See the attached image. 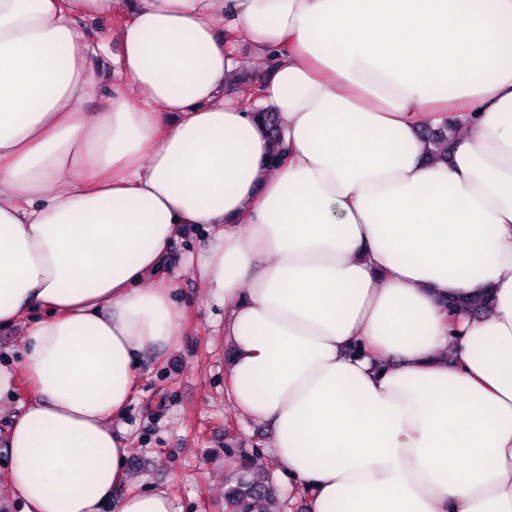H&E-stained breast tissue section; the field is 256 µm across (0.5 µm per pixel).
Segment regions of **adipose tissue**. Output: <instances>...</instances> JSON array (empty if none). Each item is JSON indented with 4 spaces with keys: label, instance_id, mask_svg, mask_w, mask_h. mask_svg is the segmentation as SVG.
<instances>
[{
    "label": "adipose tissue",
    "instance_id": "ef3b65f1",
    "mask_svg": "<svg viewBox=\"0 0 512 512\" xmlns=\"http://www.w3.org/2000/svg\"><path fill=\"white\" fill-rule=\"evenodd\" d=\"M112 15L104 95L75 21ZM234 40L271 61L279 165L224 95ZM186 224L211 233L231 396L309 512H512V0H0V328L45 310L0 362V401L30 386L26 512H173L114 497L111 420L183 332L150 277Z\"/></svg>",
    "mask_w": 512,
    "mask_h": 512
}]
</instances>
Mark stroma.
<instances>
[{
	"label": "stroma",
	"mask_w": 512,
	"mask_h": 512,
	"mask_svg": "<svg viewBox=\"0 0 512 512\" xmlns=\"http://www.w3.org/2000/svg\"><path fill=\"white\" fill-rule=\"evenodd\" d=\"M116 26L114 18L99 16L75 23L94 48L88 70L106 92L112 89V57L119 51ZM208 241L207 228L187 225L170 243L157 275L176 283L173 299L184 315L183 334L175 347L144 352L133 401L112 421L113 431H125L129 442V477L117 495L162 487L172 496L174 512H224V481L236 464L231 451L257 455L271 473L281 472L268 452L269 427L244 416L225 395L224 306L190 267ZM27 394L23 380L18 401L0 403V512H23L10 489L7 441L19 400Z\"/></svg>",
	"instance_id": "35a3bbf8"
}]
</instances>
